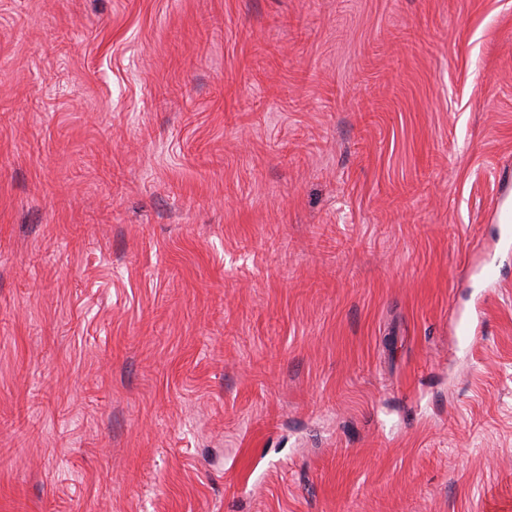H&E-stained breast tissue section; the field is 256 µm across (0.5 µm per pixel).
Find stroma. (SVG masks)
Segmentation results:
<instances>
[{
	"instance_id": "obj_1",
	"label": "stroma",
	"mask_w": 512,
	"mask_h": 512,
	"mask_svg": "<svg viewBox=\"0 0 512 512\" xmlns=\"http://www.w3.org/2000/svg\"><path fill=\"white\" fill-rule=\"evenodd\" d=\"M508 190L512 0H0V512H512Z\"/></svg>"
}]
</instances>
